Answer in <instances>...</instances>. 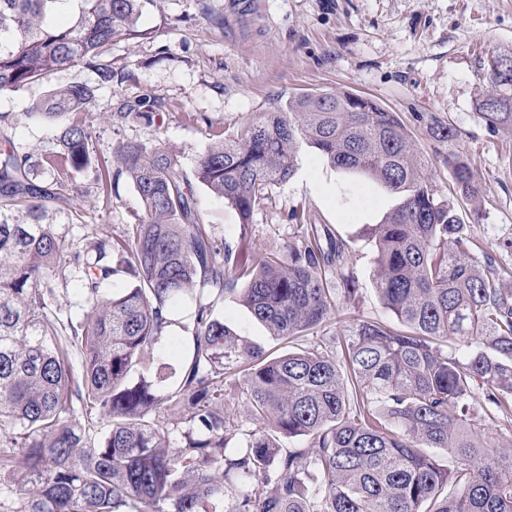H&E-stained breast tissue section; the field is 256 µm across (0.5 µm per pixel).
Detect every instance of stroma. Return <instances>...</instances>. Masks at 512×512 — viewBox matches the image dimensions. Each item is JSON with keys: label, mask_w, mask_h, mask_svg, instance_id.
<instances>
[{"label": "stroma", "mask_w": 512, "mask_h": 512, "mask_svg": "<svg viewBox=\"0 0 512 512\" xmlns=\"http://www.w3.org/2000/svg\"><path fill=\"white\" fill-rule=\"evenodd\" d=\"M138 26L140 36L112 46L111 84L99 86L96 73L79 65L0 95V137L40 159L55 150L58 128L28 119L26 109L50 85H93L98 92L86 122L93 158L110 157L121 141L160 142L178 152L189 177L209 143L255 113L302 93L361 95L401 116L441 196L456 193L449 154L467 162L480 188L482 214L473 218L469 204L460 202L464 222L497 263L512 264V252L499 246L512 237V133L491 131L477 116L479 99L491 89L492 58L512 52V0H147ZM144 97L162 113V122H107L108 114ZM438 121L456 128L455 141L432 137L430 128ZM192 189L217 242L252 257L281 252L303 235V223L292 216L298 206L346 241L348 259L330 278L337 286L353 278L356 292L341 300L317 339L331 340L361 320L396 324L372 281L367 228L396 203L376 183L334 168L315 149L303 147L293 175L274 188L245 228L204 185L196 182ZM56 209L59 232L84 254L98 238L123 237L143 214L127 180L106 198L87 171L73 174ZM213 304L244 342L275 355L291 350L235 293ZM192 310L191 302L179 305L176 324L146 373L158 380L159 390L181 375L191 334L180 323Z\"/></svg>", "instance_id": "35a3bbf8"}]
</instances>
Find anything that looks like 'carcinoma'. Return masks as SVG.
Instances as JSON below:
<instances>
[{"instance_id":"carcinoma-1","label":"carcinoma","mask_w":512,"mask_h":512,"mask_svg":"<svg viewBox=\"0 0 512 512\" xmlns=\"http://www.w3.org/2000/svg\"><path fill=\"white\" fill-rule=\"evenodd\" d=\"M65 0H0V94L85 65L112 83V44L141 34L144 0H75L70 22L52 16ZM489 65L496 112L486 126L512 131V81ZM97 88L49 89L28 114L61 124L59 149L34 162L0 140V501L6 512H200L222 502L224 478L241 482L226 512H512V441L486 449L481 429L512 428V267L492 261L458 214V200L431 184L416 140L396 112L350 93L292 97L208 145L195 176L246 227L294 172L302 145L331 166L364 175L400 203L369 226L373 284L398 326L359 321L336 347L311 345L270 357L218 318L210 297L238 291L270 334L290 342L314 333L353 288L322 271L346 259L322 224L281 253L247 260L215 245L194 206L180 156L120 142L112 178L135 188L144 217L123 240L97 239L93 254H69L51 204L69 171L92 168L84 114ZM441 142L456 129L437 122ZM53 174L39 182L36 166ZM461 198L480 191L470 166L450 162ZM86 312L61 319L60 285L70 264ZM134 280L103 291L119 276ZM240 289H235V286ZM189 298L192 350L176 389L161 394L136 368H149ZM462 354H457V350ZM241 374L239 394L259 423L241 448L224 373ZM480 380L485 390L477 394ZM109 420L92 440L76 407ZM188 428L173 448L167 419ZM306 448L280 453L278 438ZM429 448L455 459L441 466Z\"/></svg>"}]
</instances>
